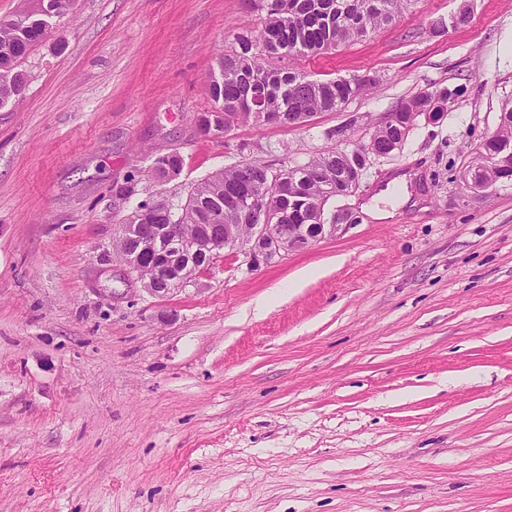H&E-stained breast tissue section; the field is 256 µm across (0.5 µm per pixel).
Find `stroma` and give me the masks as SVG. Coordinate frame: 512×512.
<instances>
[{"label": "stroma", "instance_id": "stroma-1", "mask_svg": "<svg viewBox=\"0 0 512 512\" xmlns=\"http://www.w3.org/2000/svg\"><path fill=\"white\" fill-rule=\"evenodd\" d=\"M413 0L397 20L295 60L371 75L300 127L203 133L208 76L246 0H75L0 107V512H512V185L460 173L512 104V0ZM435 86L334 235L249 267L224 250L156 297L113 250L136 199L186 204L216 170L279 171L365 137ZM183 158L158 178L148 160ZM416 207L364 205L400 174Z\"/></svg>", "mask_w": 512, "mask_h": 512}]
</instances>
